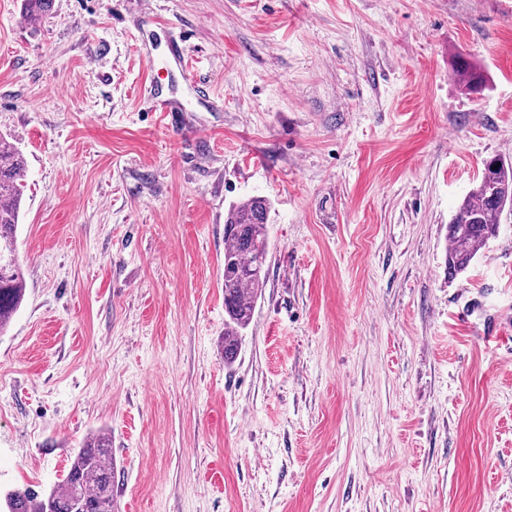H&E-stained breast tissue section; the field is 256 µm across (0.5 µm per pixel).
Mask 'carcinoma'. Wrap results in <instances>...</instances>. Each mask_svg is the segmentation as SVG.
<instances>
[{"instance_id":"obj_1","label":"carcinoma","mask_w":512,"mask_h":512,"mask_svg":"<svg viewBox=\"0 0 512 512\" xmlns=\"http://www.w3.org/2000/svg\"><path fill=\"white\" fill-rule=\"evenodd\" d=\"M32 20L49 13L52 0H23ZM471 92L484 83L483 73L465 61L454 71ZM26 162L18 148L0 140V333L22 302L24 275L16 255V228L23 197ZM512 205V162L493 157L465 195L448 225V274L465 271L478 251L496 236L506 207ZM269 202L251 197L230 208L224 222V363L239 353L240 336L252 318L267 278L266 224ZM112 448L104 434L79 449L63 480L39 497L15 490L12 512H117L112 494Z\"/></svg>"}]
</instances>
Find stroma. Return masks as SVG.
<instances>
[{"label": "stroma", "instance_id": "35a3bbf8", "mask_svg": "<svg viewBox=\"0 0 512 512\" xmlns=\"http://www.w3.org/2000/svg\"><path fill=\"white\" fill-rule=\"evenodd\" d=\"M0 137L27 161L0 489L104 432L118 512H512V213L447 263L512 159V0H0ZM254 196L228 366L224 221ZM454 76L460 85L471 92H476L485 83L483 73L465 61L460 62L454 71ZM507 205H512V162L493 157L485 161L481 177L448 226L449 275L465 271L478 251L496 236ZM269 202L251 197L232 206L224 222V363L239 353L242 331L252 318L267 278L266 224Z\"/></svg>", "mask_w": 512, "mask_h": 512}]
</instances>
